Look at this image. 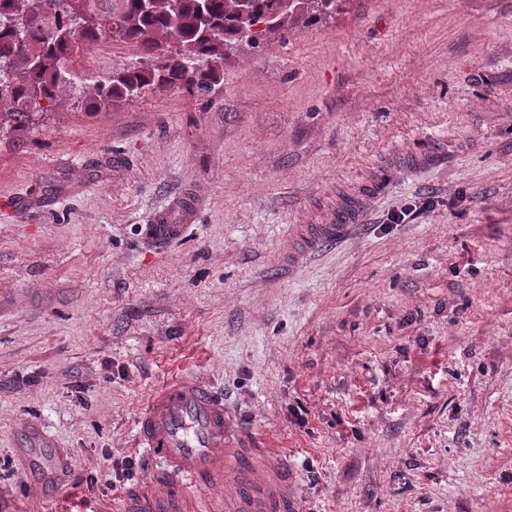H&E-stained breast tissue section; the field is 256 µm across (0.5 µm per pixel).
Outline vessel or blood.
Instances as JSON below:
<instances>
[{"mask_svg":"<svg viewBox=\"0 0 512 512\" xmlns=\"http://www.w3.org/2000/svg\"><path fill=\"white\" fill-rule=\"evenodd\" d=\"M197 198L181 193L173 209L159 212L149 225L150 236L166 242L182 236ZM180 211L183 223L171 221ZM356 202L344 204L335 223L300 224L285 239L280 261L296 267L308 257L340 244L354 230ZM136 446L152 464L178 479L184 489L203 492L214 485L230 488V512H300L298 471L280 448H257L260 436L233 423L224 411V395L201 374L176 372L157 386L135 421ZM16 447L25 449L27 484L47 496L59 492L56 475L45 462L65 453L36 424L13 433Z\"/></svg>","mask_w":512,"mask_h":512,"instance_id":"obj_1","label":"vessel or blood"}]
</instances>
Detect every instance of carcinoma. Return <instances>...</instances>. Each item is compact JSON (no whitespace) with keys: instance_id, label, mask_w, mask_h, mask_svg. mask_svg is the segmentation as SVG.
Masks as SVG:
<instances>
[{"instance_id":"1","label":"carcinoma","mask_w":512,"mask_h":512,"mask_svg":"<svg viewBox=\"0 0 512 512\" xmlns=\"http://www.w3.org/2000/svg\"><path fill=\"white\" fill-rule=\"evenodd\" d=\"M338 0H0V141L39 126L65 93L94 113L147 90L207 96L219 83L224 49L257 43L336 9ZM117 20L114 38L100 19ZM114 40L149 57L105 77L77 67L83 52Z\"/></svg>"}]
</instances>
